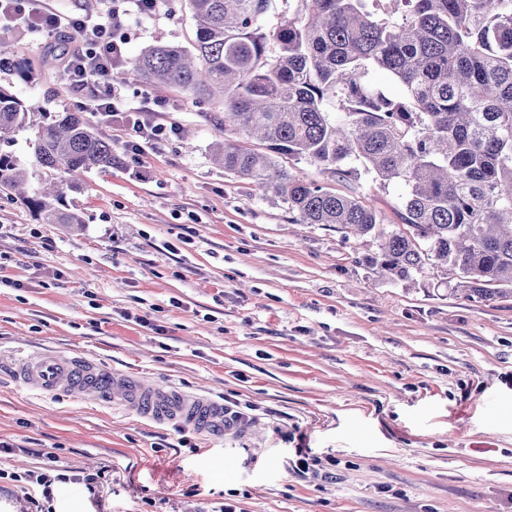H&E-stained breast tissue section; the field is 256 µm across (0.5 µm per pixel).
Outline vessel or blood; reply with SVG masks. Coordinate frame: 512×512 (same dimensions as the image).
Masks as SVG:
<instances>
[{
  "mask_svg": "<svg viewBox=\"0 0 512 512\" xmlns=\"http://www.w3.org/2000/svg\"><path fill=\"white\" fill-rule=\"evenodd\" d=\"M15 375L43 394L66 393L94 402L108 400L151 422H175L208 438L225 430L224 405L211 396L163 387L147 377H132L76 354L32 353Z\"/></svg>",
  "mask_w": 512,
  "mask_h": 512,
  "instance_id": "obj_1",
  "label": "vessel or blood"
}]
</instances>
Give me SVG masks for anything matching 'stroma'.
<instances>
[{"label":"stroma","instance_id":"35a3bbf8","mask_svg":"<svg viewBox=\"0 0 512 512\" xmlns=\"http://www.w3.org/2000/svg\"><path fill=\"white\" fill-rule=\"evenodd\" d=\"M182 0L132 14L126 55L190 46ZM51 38L0 32V86L45 112L82 109ZM126 105L169 104L179 133L66 189L78 227L0 194V512H512V297L394 283L375 248L291 223L278 195L213 160L224 106L127 72ZM80 353L163 386L249 404L245 429L202 439L104 403L47 397L14 359ZM316 460L296 471L295 450ZM65 471L102 472L97 494Z\"/></svg>","mask_w":512,"mask_h":512}]
</instances>
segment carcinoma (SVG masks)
Instances as JSON below:
<instances>
[{"label":"carcinoma","mask_w":512,"mask_h":512,"mask_svg":"<svg viewBox=\"0 0 512 512\" xmlns=\"http://www.w3.org/2000/svg\"><path fill=\"white\" fill-rule=\"evenodd\" d=\"M271 0H187L191 46L156 45L129 61L151 85L224 103V169L288 204L297 224L372 236L356 263L392 282L430 271L453 292L512 295V0H293L272 30ZM400 88L397 95L377 81ZM37 127L36 164L73 179L120 163L83 112L53 115L0 86V144ZM257 138L264 149L233 136ZM381 186L398 184L384 222L358 189L338 193L290 174L279 159ZM0 150V191L44 224H81L62 183Z\"/></svg>","instance_id":"cac0c4a2"}]
</instances>
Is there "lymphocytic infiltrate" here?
<instances>
[{
  "label": "lymphocytic infiltrate",
  "mask_w": 512,
  "mask_h": 512,
  "mask_svg": "<svg viewBox=\"0 0 512 512\" xmlns=\"http://www.w3.org/2000/svg\"><path fill=\"white\" fill-rule=\"evenodd\" d=\"M129 3L134 4L139 14L148 15L155 11L158 0H112L111 11L103 20L49 9L45 0H0V28L21 26L53 37L77 32L82 45L63 58V76L71 90H90L86 109L94 117L121 120L135 132V139L126 141L125 149L137 155L144 145H161L177 135L178 129L175 125L159 122L157 114L164 109L162 101L144 108L123 104L117 72L125 62L123 28L127 14L125 6Z\"/></svg>",
  "instance_id": "lymphocytic-infiltrate-1"
}]
</instances>
